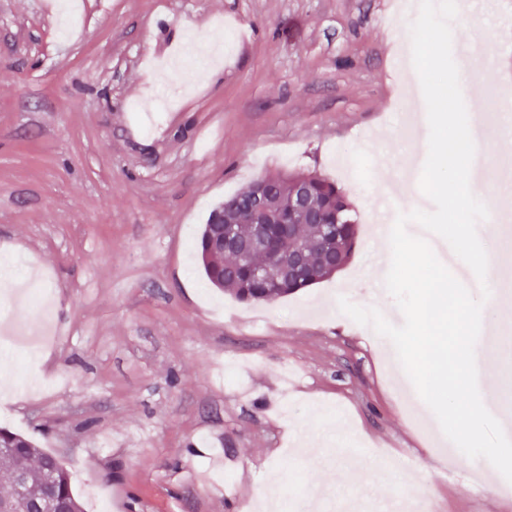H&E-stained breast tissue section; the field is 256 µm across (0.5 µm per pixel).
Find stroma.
Segmentation results:
<instances>
[{
  "instance_id": "35a3bbf8",
  "label": "stroma",
  "mask_w": 512,
  "mask_h": 512,
  "mask_svg": "<svg viewBox=\"0 0 512 512\" xmlns=\"http://www.w3.org/2000/svg\"><path fill=\"white\" fill-rule=\"evenodd\" d=\"M0 0V310L48 324L13 350L0 426L68 469L86 512H254L278 478L284 512H512L449 457L383 339L338 307L403 316L374 277L391 252L411 147L403 72L414 14L399 0ZM499 59L464 100L512 103V0L452 28ZM157 112L152 132L136 111ZM315 172L349 194L354 254L273 303L212 287L196 239L261 175Z\"/></svg>"
}]
</instances>
